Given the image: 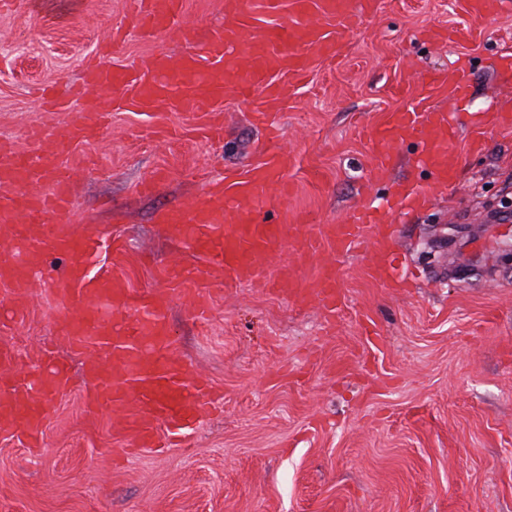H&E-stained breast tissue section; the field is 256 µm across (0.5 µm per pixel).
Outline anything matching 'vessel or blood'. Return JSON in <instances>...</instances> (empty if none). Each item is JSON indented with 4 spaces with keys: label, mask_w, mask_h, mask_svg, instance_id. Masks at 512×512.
Instances as JSON below:
<instances>
[{
    "label": "vessel or blood",
    "mask_w": 512,
    "mask_h": 512,
    "mask_svg": "<svg viewBox=\"0 0 512 512\" xmlns=\"http://www.w3.org/2000/svg\"><path fill=\"white\" fill-rule=\"evenodd\" d=\"M147 3V10L132 18L146 35L159 38L180 26L181 0ZM289 7V25L272 32L255 24V0H224V26L190 40L180 56L159 51L138 70L115 67L109 56H101L84 71L85 92L96 90L100 96L85 104L66 131L51 137L35 132L36 148L28 153L0 143V301L21 311L24 289L43 276L59 311L57 323L69 347L84 358L92 385L90 405L111 408L116 432L134 451L171 447L173 439L184 437L215 404L207 385L173 348L168 319L172 297L188 299L194 318L202 321L214 282L231 287L262 281L298 305L314 303L332 312L341 296L335 261L319 264L308 276L300 272L320 249L341 255L366 247L371 270L385 275L394 268V256L385 248L384 219L376 212L355 211L342 223L318 226L305 213L289 216L284 227L260 220L268 200L288 191L283 179L288 155L275 148L265 149L244 176L222 183L217 191L204 188L197 200L162 214L160 222L169 235L200 259L191 267H167L164 290L128 288L120 268L121 242L62 221L73 210L75 148L90 117L113 111V89L121 90L134 112L218 107L231 95H258L275 106L288 82L305 73L312 58L335 57L336 30L348 27L365 4L290 0ZM422 83L449 85L459 100L470 92L463 65L449 73L425 74ZM511 127V104L478 113L473 142L483 145L487 134ZM366 135L377 173L387 170L393 146L408 143L415 148L417 164L430 174L426 184L390 185L391 208L412 212L434 187L452 182L453 148L459 139L452 113L416 108L388 112ZM285 250L294 264L271 267V259ZM51 253L65 256L62 270H47L45 258ZM102 254L108 265L96 264ZM69 381L67 365L54 357L20 377L0 374V425L27 438L40 437L49 405Z\"/></svg>",
    "instance_id": "vessel-or-blood-1"
}]
</instances>
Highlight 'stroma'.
I'll use <instances>...</instances> for the list:
<instances>
[{
	"mask_svg": "<svg viewBox=\"0 0 512 512\" xmlns=\"http://www.w3.org/2000/svg\"><path fill=\"white\" fill-rule=\"evenodd\" d=\"M130 2L0 9V139L24 151L32 129L65 130L70 113L44 111L32 88L78 81L97 48L111 46L118 67L182 52L179 33H133L112 46ZM370 2L340 31L336 58L313 59L273 115L292 162L268 222L295 211L335 224L385 206L389 181L428 182L408 145L393 148L392 169L377 179L362 127L383 113L424 98L465 126L512 97L492 67L512 40V0L486 19L457 0ZM463 58L472 91L459 108L447 86L419 77ZM252 114L236 98L217 115L117 110L79 144L72 223L126 239L132 288H162V267L191 263L158 215L193 201L203 179L259 160L266 131ZM486 141L475 151L462 134L455 181L421 211L389 216L392 276L373 278L367 251L341 258L334 315L260 284H215L203 325L172 299L176 351L223 397L187 447L114 464L126 445L114 415L87 407L81 360L56 328L51 297L32 288L26 308L0 321V345L28 368L54 348L73 382L51 405L38 448L0 430V512H512V129Z\"/></svg>",
	"mask_w": 512,
	"mask_h": 512,
	"instance_id": "obj_1",
	"label": "stroma"
}]
</instances>
